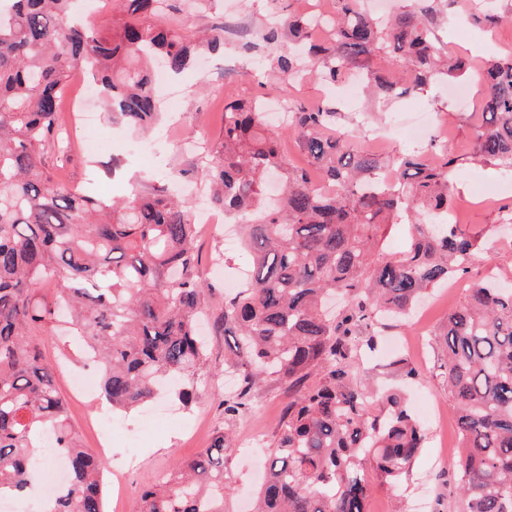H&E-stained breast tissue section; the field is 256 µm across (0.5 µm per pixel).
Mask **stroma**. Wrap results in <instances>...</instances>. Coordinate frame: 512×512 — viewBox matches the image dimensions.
Instances as JSON below:
<instances>
[{"instance_id":"stroma-1","label":"stroma","mask_w":512,"mask_h":512,"mask_svg":"<svg viewBox=\"0 0 512 512\" xmlns=\"http://www.w3.org/2000/svg\"><path fill=\"white\" fill-rule=\"evenodd\" d=\"M466 8V0H456L448 10V23L442 26L440 34L450 51L466 55L471 61L473 73L469 82L473 100L469 106L449 100L448 84L439 79L414 95L368 101L360 112L342 110L337 125L338 130L354 132L358 144L365 148L371 147L375 133H387L389 139L381 149L391 153L407 147L392 122L393 117L424 108L438 111L441 120H447V127L433 125L415 147L424 151L433 145L456 158L458 169L451 177L448 202L451 208L461 211V229L487 241L486 249L459 279L457 287L436 288L421 305L419 315L388 316L380 321L383 341L375 353L366 355L362 370L371 382L402 389L409 408L421 420L427 435L410 476L400 487L374 483L368 512H394L399 505L404 512H456V502L448 494V486L455 478L454 415L438 374L432 334L448 310L463 300L466 288L490 278L502 286L512 285V230L494 232V209L472 203L479 186L494 192L496 202H511L512 184L504 181L495 166L471 159L473 127L480 118L484 92L478 73L491 54L489 40L512 42V21L503 20L493 32L487 33L479 26L461 23ZM274 11L270 0H216L212 10L207 12L196 10L189 0H171L167 18L187 35L210 29L221 18L243 32L242 38L225 39L223 52L200 61L177 80L162 86L164 100L178 103L186 143L181 146L165 144L154 129L146 136H138L129 127L109 121L100 101L94 98L88 106L87 125L69 132L75 149L60 173L61 178L91 193L120 198L128 188L129 175L141 176L148 186L160 185L177 175L181 178L183 197L194 200L206 196V189L189 178L188 173L197 164L196 148L220 141L226 103L265 96L274 104L296 99L314 107L328 99L325 85L316 79L306 78L273 93L261 87L254 64L263 58L267 49L258 34L270 22ZM198 249L200 267L213 288L207 308L209 320L203 328L208 338V375L198 382L189 405H182L177 398L168 395L122 417V428L112 436V455L106 461L105 512H115L119 506L124 512H141V490L172 471L177 461L195 457L210 446L217 432L224 431L236 438L258 428L263 432L264 443L255 457H248L239 447L227 450L224 455V468L234 480L233 506L236 512H247L262 481L258 461L273 448L281 430L288 394L284 384L273 380L262 382L254 389L251 406L244 415L230 421L224 418L213 380L223 376L229 385H236L237 371L227 361L229 339L214 320L224 308L225 276L243 274L246 257L240 251H225L224 238L220 235L200 237ZM421 327L428 330L430 337L425 341L424 353L420 354L409 340ZM40 348L57 374L56 383L74 429L85 447L94 448L96 435L88 419L100 402L72 394L63 375L68 368L83 369L86 355L82 347L72 336L68 324L60 321L42 332ZM397 352L417 365L420 373L417 381L404 383L390 369L389 362ZM120 481L125 483L129 493L119 505L113 499V491Z\"/></svg>"}]
</instances>
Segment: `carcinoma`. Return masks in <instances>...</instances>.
Listing matches in <instances>:
<instances>
[{"label":"carcinoma","instance_id":"carcinoma-1","mask_svg":"<svg viewBox=\"0 0 512 512\" xmlns=\"http://www.w3.org/2000/svg\"><path fill=\"white\" fill-rule=\"evenodd\" d=\"M454 2L411 0L381 21L364 0H335L333 45L311 42L306 14L288 15L262 39L271 68L287 79L310 55L325 83L365 72L367 90L398 98L437 73L468 69L448 60L439 35ZM75 3L0 0V494L36 490L35 433L49 431L69 464L66 487L50 494L52 512H104V462L78 442L33 334L67 309L116 412L146 405L163 385L187 402L204 376L196 321L209 286L190 201L162 186L117 200L90 196L43 161L50 149L69 152L58 114L76 67L88 68L112 120L145 132L163 116L151 61L163 59L177 75L194 60L190 38L162 21L167 0H106L127 16L110 38ZM464 20L490 28L500 15L473 0ZM205 43L223 49L224 26ZM380 50L390 59L382 72L373 63ZM483 81L472 158L512 171V58L487 60ZM263 107L225 104L224 139L192 171L210 186L212 204L239 220L251 267L247 287L224 301L241 382L220 404L234 419L259 383H288L284 426L253 512H367L363 465L396 485L425 437L398 392H376L359 372L378 345V315L413 310L428 289L466 272L482 242L456 224L433 223L448 212V153L408 150L385 161L357 147L355 134L333 132L334 105L291 101L285 131L310 166L294 169ZM386 170L390 185L370 188ZM402 219L411 228L407 250L381 253V226ZM44 286L53 287L50 302L37 298ZM437 345L457 425L459 512H512V288L467 289ZM229 442L218 432L213 447L143 490V512H230Z\"/></svg>","mask_w":512,"mask_h":512}]
</instances>
